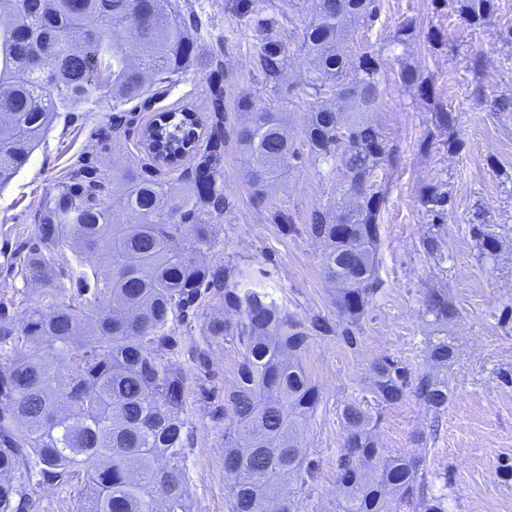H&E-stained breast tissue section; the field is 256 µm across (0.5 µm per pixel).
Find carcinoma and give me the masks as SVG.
<instances>
[{"label": "carcinoma", "instance_id": "1", "mask_svg": "<svg viewBox=\"0 0 512 512\" xmlns=\"http://www.w3.org/2000/svg\"><path fill=\"white\" fill-rule=\"evenodd\" d=\"M320 13L303 30L301 48L312 67L304 93L313 98L305 131L309 151L337 160L349 190L399 163L382 129L369 119L380 96L384 64L363 52L344 53L349 29L377 16V0H318ZM470 24L490 21L494 0H455ZM12 22L0 27V189L26 165L60 113L78 121L103 94L112 110L147 101L150 89L172 84L192 64L195 45L179 7L161 0H0ZM30 35L27 54L15 31ZM259 65L276 83L286 66L280 45L267 42ZM404 86L424 95L427 85L410 69ZM353 94L344 110L324 98L340 84ZM197 118L184 107L160 114L147 138L156 159L173 165L188 153ZM349 132L346 148L336 153ZM211 153L177 194L167 183L128 170L109 180L94 167L71 175L37 214L34 238L19 250L25 285L41 286V304L19 314L0 301V512H31L48 485L83 486L80 512H187L181 466L191 441L181 369L158 347L174 341V328L209 296L224 299L232 318L209 325L241 347L238 380L224 395V468L231 512H298L288 481L315 479L316 462L302 445L304 424L318 388L300 362L316 336L333 333L352 350L362 342V319L382 287L378 277L383 188L354 209L341 206L327 221L318 212L311 234L326 242L325 275L344 284L336 293L339 321L309 322L268 293L239 287L220 267L201 260L211 247L209 225L195 224L203 203L224 211V192L212 171L224 143L211 127ZM249 157L248 182L257 195L280 183L300 152L270 107L250 109L239 132ZM120 193L132 224H114L105 199ZM480 255L494 256L496 235L472 225ZM72 245L77 293L66 298L51 276L56 254ZM426 309L448 320V299L433 291ZM438 368L454 357L446 336L429 340ZM372 404L342 409L344 433L336 460L342 498L337 512H448L423 456L379 447L374 429L382 409L412 396L438 414L448 407V382L413 375L391 356L370 365Z\"/></svg>", "mask_w": 512, "mask_h": 512}]
</instances>
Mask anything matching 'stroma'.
Listing matches in <instances>:
<instances>
[{"label": "stroma", "instance_id": "obj_1", "mask_svg": "<svg viewBox=\"0 0 512 512\" xmlns=\"http://www.w3.org/2000/svg\"><path fill=\"white\" fill-rule=\"evenodd\" d=\"M196 44L193 66L175 84L157 87L150 105L135 101L123 111L100 104L85 120L55 119L28 164L0 190V299L17 310L33 306L38 289L24 285L15 248L35 233L34 215L47 195L78 168L92 165L104 176L134 170L176 188L194 171L196 157L162 167L144 148L141 132L154 113L192 105L204 125L221 122L224 148L216 176L224 188V212H197L214 243L207 263L242 274V287L269 292L299 317L336 322V290L322 269L325 246L309 229L318 211H335L344 174L305 152L311 105L302 92L310 67L299 48L303 28L315 15V0H178ZM492 22L468 26L452 0H378L374 22L351 31L348 55L369 51L385 63L386 77L372 114L400 162L389 172L380 218L378 274L384 285L363 323V341L352 351L335 336L311 342L301 362L319 387L304 441L317 463L310 490L300 493L301 512H336V485L344 405L369 400V366L389 355L412 372L431 371L429 337H448L455 357L445 371L448 407L433 416L414 398L387 408L375 435L390 451L422 453L447 487L448 512H512V111L495 112L492 97L512 99V0H495ZM270 18L258 29L256 16ZM417 21L416 36L398 43L404 19ZM443 43L432 46L430 34ZM281 45L287 68L271 83L257 64L264 43ZM482 56V74L469 60ZM415 70L430 85L421 95L398 79ZM224 110L209 109L213 88ZM272 106L301 158L266 198L246 179L248 157L238 142L248 107ZM453 113L455 124L439 128L437 110ZM459 149H449V142ZM448 200L441 216L427 212L422 195L430 188ZM487 225L499 247L480 257L470 233ZM444 293L452 311L435 322L425 298ZM224 301L206 298L190 326L175 330L176 344L163 356L186 374V418L192 445L182 464L188 512H228L224 472V394L237 383L240 353L230 338L208 332L222 317ZM425 434L416 444L415 434Z\"/></svg>", "mask_w": 512, "mask_h": 512}]
</instances>
